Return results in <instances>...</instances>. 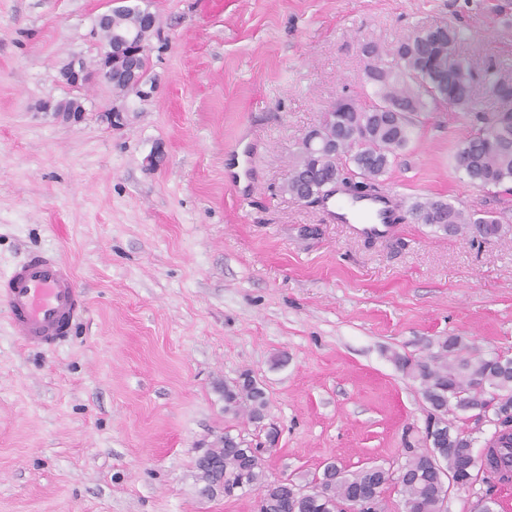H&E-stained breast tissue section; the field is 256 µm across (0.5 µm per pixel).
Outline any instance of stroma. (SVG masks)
<instances>
[{
    "mask_svg": "<svg viewBox=\"0 0 512 512\" xmlns=\"http://www.w3.org/2000/svg\"><path fill=\"white\" fill-rule=\"evenodd\" d=\"M154 93L123 125L94 79L64 84L105 0H0V274L53 250L86 310L55 350L14 339L0 309V512H257L256 492L203 499L196 459L224 432L279 442L270 478L398 467L428 407L392 353L458 335L512 357V223L464 237L407 221L372 239L281 187L303 134L361 99L363 48L416 29L460 32L475 74L512 78V0H148ZM80 98L67 123L45 100ZM473 116L440 108L384 176L402 208L429 198L512 215V183L479 188L455 152ZM254 143L256 187L224 168ZM251 372L263 424L224 413L216 386Z\"/></svg>",
    "mask_w": 512,
    "mask_h": 512,
    "instance_id": "1",
    "label": "stroma"
}]
</instances>
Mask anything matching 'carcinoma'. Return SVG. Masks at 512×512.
Instances as JSON below:
<instances>
[{"label":"carcinoma","mask_w":512,"mask_h":512,"mask_svg":"<svg viewBox=\"0 0 512 512\" xmlns=\"http://www.w3.org/2000/svg\"><path fill=\"white\" fill-rule=\"evenodd\" d=\"M136 21L131 6L113 10L114 27L133 29ZM458 39L459 31L446 26L414 33L396 47L402 62L399 70L387 65L378 46L368 45L364 55L371 91L364 93L366 102L352 100L325 113L321 142L332 147L333 158L321 159L300 148L283 190L291 195L300 184L306 194L318 196L322 184L346 167L358 175L365 194L375 195L381 178L412 141L421 115L438 105L474 114L477 127L456 153L458 169L468 180L481 188L512 182V80L494 71L485 73L484 80L502 107L497 112L475 111V75L455 53ZM409 214L420 224L452 233L476 230L483 237L499 234L508 223L502 214L467 211L443 200L415 202ZM434 347L435 351L416 359L393 356L403 374L418 384L429 407L426 425L433 428L430 445L408 454L404 476L369 466L349 473L332 461L323 467L319 492L312 498H297L293 481L268 480L260 449L226 431L209 448L224 464V493H231L244 473L250 487L259 491V512H338L360 491L371 498L370 503L360 504V512H384L383 493L393 485L402 496L404 512H441L447 493L445 473L476 482L466 468L472 439L448 422L452 409L472 411L478 421L493 415L491 451L482 469L491 483L512 480V368L501 364L500 356L483 355L458 336L441 337ZM219 392L224 414L245 416L256 424L263 421L266 393L250 373L220 384Z\"/></svg>","instance_id":"obj_1"}]
</instances>
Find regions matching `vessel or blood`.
I'll use <instances>...</instances> for the list:
<instances>
[{"label": "vessel or blood", "instance_id": "b4317fda", "mask_svg": "<svg viewBox=\"0 0 512 512\" xmlns=\"http://www.w3.org/2000/svg\"><path fill=\"white\" fill-rule=\"evenodd\" d=\"M399 205L393 192L364 199L339 193L326 201L325 214L332 222L355 225L361 235L384 237L395 231L393 215ZM0 306L23 345L55 348L77 325L85 298L72 266L55 252L41 250L0 276Z\"/></svg>", "mask_w": 512, "mask_h": 512}]
</instances>
